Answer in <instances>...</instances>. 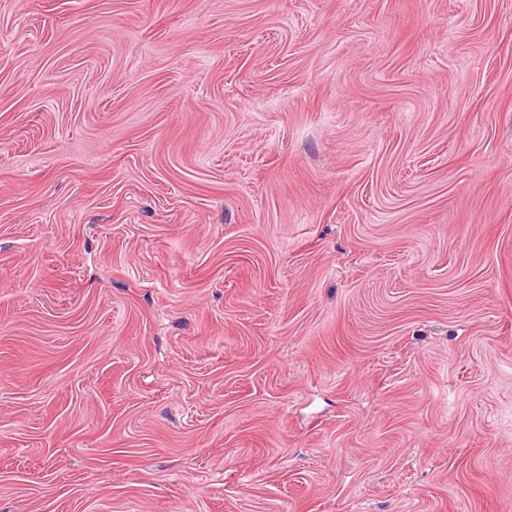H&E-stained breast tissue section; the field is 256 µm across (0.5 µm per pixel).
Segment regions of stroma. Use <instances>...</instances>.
<instances>
[{
	"label": "stroma",
	"instance_id": "35a3bbf8",
	"mask_svg": "<svg viewBox=\"0 0 512 512\" xmlns=\"http://www.w3.org/2000/svg\"><path fill=\"white\" fill-rule=\"evenodd\" d=\"M0 512H512V0H0Z\"/></svg>",
	"mask_w": 512,
	"mask_h": 512
}]
</instances>
